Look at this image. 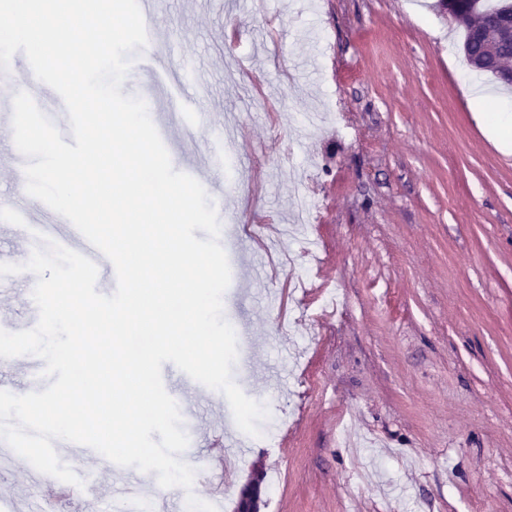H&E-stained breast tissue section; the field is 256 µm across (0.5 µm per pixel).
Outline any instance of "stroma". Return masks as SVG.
Returning a JSON list of instances; mask_svg holds the SVG:
<instances>
[{"instance_id": "35a3bbf8", "label": "stroma", "mask_w": 512, "mask_h": 512, "mask_svg": "<svg viewBox=\"0 0 512 512\" xmlns=\"http://www.w3.org/2000/svg\"><path fill=\"white\" fill-rule=\"evenodd\" d=\"M437 0H158L167 46L123 83L142 98L174 169L206 172L223 217L231 281L224 317L247 324L252 367L233 380L268 416L250 436L226 397L172 363L162 380L190 401L194 451L234 438L233 512L254 461L260 512H512V90L472 72L464 33ZM194 60L211 126L184 139L162 122L156 69ZM242 130L235 154L225 129ZM0 125V206L23 183ZM305 221L280 251L282 278L244 281L242 219ZM322 274L336 306L291 300L288 277ZM37 278L0 280V330L36 325ZM142 477L144 512H183L201 486L153 493L156 473L101 468L91 493L58 496L19 458L0 467V512L56 499L59 512H124Z\"/></svg>"}]
</instances>
